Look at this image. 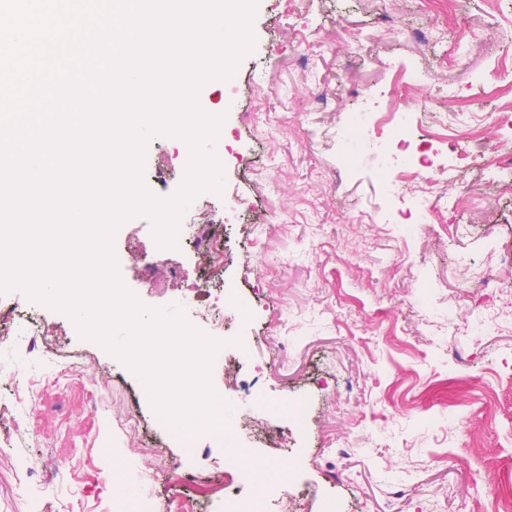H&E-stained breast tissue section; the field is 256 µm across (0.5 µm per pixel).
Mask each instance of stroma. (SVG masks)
<instances>
[{"label": "stroma", "mask_w": 512, "mask_h": 512, "mask_svg": "<svg viewBox=\"0 0 512 512\" xmlns=\"http://www.w3.org/2000/svg\"><path fill=\"white\" fill-rule=\"evenodd\" d=\"M284 4L258 0L253 50L230 82L198 93L224 118L212 145L222 190L196 200L221 220L226 258L205 273L196 248L180 247V277L162 268L150 287L137 275L159 252L150 220L129 218L113 240L120 279L140 302L181 308L211 338L237 340L236 379L220 352L209 373L233 407L232 440L181 438L121 360L65 313L12 290L0 294L13 313L0 366L15 374L0 380V512H172L192 494L178 480L187 471L232 477L259 512H279L281 488L308 489L298 512H474L489 494H512V275L497 265L512 252V192L473 171L450 177L456 206L444 223L400 213L361 223L366 203L392 208L386 174L356 135L336 130L337 113L390 86L392 62L437 65L407 108L427 98L449 109L453 87L471 111H497L490 51L475 42L452 53L460 27L492 32L486 0H457L451 15L423 0H315L290 17ZM432 27L442 41L414 38ZM270 116L283 123L272 139ZM188 161L180 138L152 136L145 187L173 195ZM256 175L275 208L255 196ZM483 274L499 288H465ZM217 299L234 308L220 331L196 315ZM31 317L43 330L32 344L18 338ZM247 410L272 415L278 446L238 428ZM234 447L245 458L229 468ZM258 460L273 467L262 494L246 477Z\"/></svg>", "instance_id": "obj_1"}]
</instances>
